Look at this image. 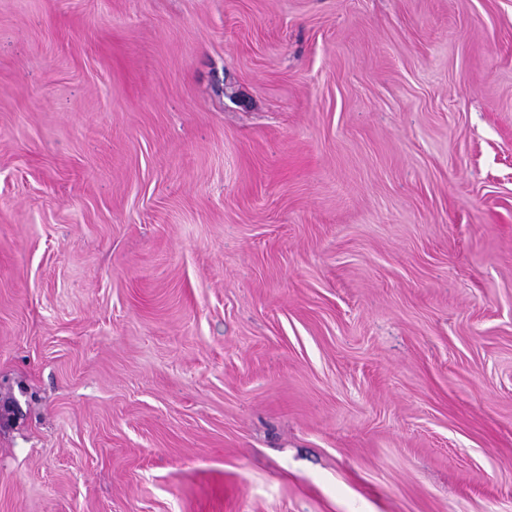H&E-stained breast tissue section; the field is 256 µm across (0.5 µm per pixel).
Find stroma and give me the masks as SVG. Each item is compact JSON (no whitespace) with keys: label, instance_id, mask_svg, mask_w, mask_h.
I'll use <instances>...</instances> for the list:
<instances>
[{"label":"stroma","instance_id":"1","mask_svg":"<svg viewBox=\"0 0 512 512\" xmlns=\"http://www.w3.org/2000/svg\"><path fill=\"white\" fill-rule=\"evenodd\" d=\"M0 512H512V0H0Z\"/></svg>","mask_w":512,"mask_h":512}]
</instances>
